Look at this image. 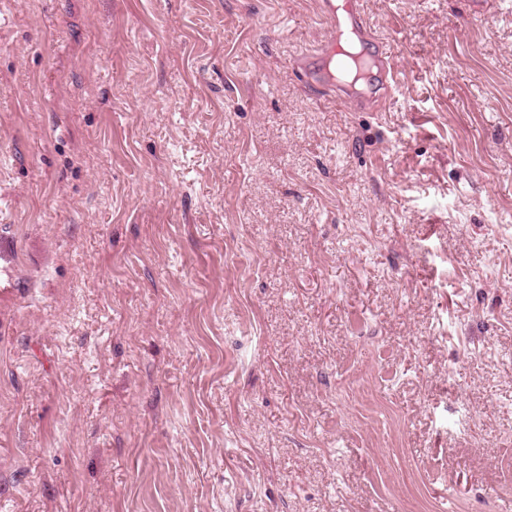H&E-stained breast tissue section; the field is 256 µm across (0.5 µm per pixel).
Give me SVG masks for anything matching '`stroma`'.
I'll use <instances>...</instances> for the list:
<instances>
[{
    "label": "stroma",
    "mask_w": 512,
    "mask_h": 512,
    "mask_svg": "<svg viewBox=\"0 0 512 512\" xmlns=\"http://www.w3.org/2000/svg\"><path fill=\"white\" fill-rule=\"evenodd\" d=\"M0 0V512H512V0ZM318 8L327 25V35L312 55H303L297 59L296 65L309 81L317 76L315 61L324 59L328 75H324L329 83L325 84L321 93L336 97L345 103L349 98L336 94L334 68L336 61L346 66L358 68L361 73L370 69L371 65L377 68L381 74L382 85L386 95H390L396 84L395 69L386 51L381 49L383 38L375 34L368 24L360 0H346L336 4L335 0H318ZM358 40L361 44L375 49L369 54L364 48L359 52L349 50V41ZM342 47L343 53H336V49Z\"/></svg>",
    "instance_id": "35a3bbf8"
}]
</instances>
